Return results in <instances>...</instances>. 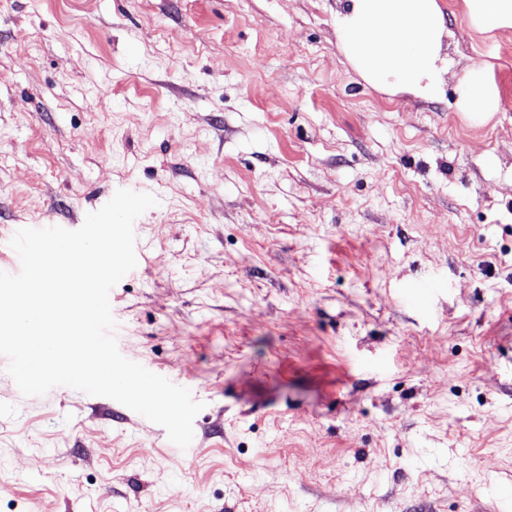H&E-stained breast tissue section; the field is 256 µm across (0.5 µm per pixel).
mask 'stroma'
Wrapping results in <instances>:
<instances>
[{
	"mask_svg": "<svg viewBox=\"0 0 512 512\" xmlns=\"http://www.w3.org/2000/svg\"><path fill=\"white\" fill-rule=\"evenodd\" d=\"M440 3L485 124L369 85L338 0H0V265L155 195L119 350L204 405L185 456L0 368V512H512V29ZM458 112L474 123L487 121L500 108L499 87L490 65L483 59H474L463 69L457 84Z\"/></svg>",
	"mask_w": 512,
	"mask_h": 512,
	"instance_id": "obj_1",
	"label": "stroma"
}]
</instances>
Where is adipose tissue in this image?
<instances>
[{
	"mask_svg": "<svg viewBox=\"0 0 512 512\" xmlns=\"http://www.w3.org/2000/svg\"><path fill=\"white\" fill-rule=\"evenodd\" d=\"M463 2L472 29H512V0ZM453 37L439 0H345L336 17L338 46L368 84L424 100L436 98L445 83ZM457 94L458 111L474 123L500 108L499 87L482 59L466 65Z\"/></svg>",
	"mask_w": 512,
	"mask_h": 512,
	"instance_id": "ef3b65f1",
	"label": "adipose tissue"
}]
</instances>
